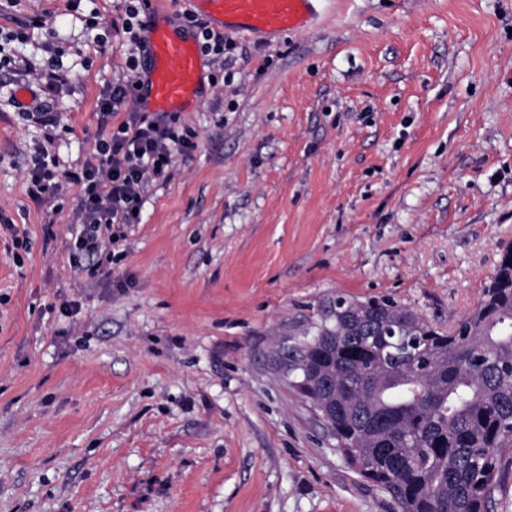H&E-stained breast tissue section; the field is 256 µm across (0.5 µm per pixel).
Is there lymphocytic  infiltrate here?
I'll list each match as a JSON object with an SVG mask.
<instances>
[{
    "label": "lymphocytic infiltrate",
    "instance_id": "lymphocytic-infiltrate-1",
    "mask_svg": "<svg viewBox=\"0 0 512 512\" xmlns=\"http://www.w3.org/2000/svg\"><path fill=\"white\" fill-rule=\"evenodd\" d=\"M150 7V0H126L119 35L127 74L97 101L92 154L80 170L65 174L81 187L75 244L101 263L112 260L113 226L139 223L148 188L168 182L176 158L195 146L192 132L181 129L176 113L131 112L123 122L114 120L118 108L135 98L144 51L140 32Z\"/></svg>",
    "mask_w": 512,
    "mask_h": 512
}]
</instances>
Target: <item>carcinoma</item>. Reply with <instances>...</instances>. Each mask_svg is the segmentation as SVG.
<instances>
[{
	"label": "carcinoma",
	"mask_w": 512,
	"mask_h": 512,
	"mask_svg": "<svg viewBox=\"0 0 512 512\" xmlns=\"http://www.w3.org/2000/svg\"><path fill=\"white\" fill-rule=\"evenodd\" d=\"M445 331L390 298L329 301L294 370L336 391V448L397 512H489L512 470V267Z\"/></svg>",
	"instance_id": "1"
}]
</instances>
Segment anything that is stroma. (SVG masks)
Wrapping results in <instances>:
<instances>
[{
    "mask_svg": "<svg viewBox=\"0 0 512 512\" xmlns=\"http://www.w3.org/2000/svg\"><path fill=\"white\" fill-rule=\"evenodd\" d=\"M93 10L125 2L0 0V35L44 22L0 71V512H395L284 365L339 292L444 329L477 306L512 245V0H328L309 32L235 35L181 115L194 149L91 276L62 174L126 75ZM47 158H49L48 155L38 158V161L28 173V193L35 200H40L45 196L59 195L62 189V185L59 183H54V185L47 183L49 181L46 172L48 167Z\"/></svg>",
    "mask_w": 512,
    "mask_h": 512,
    "instance_id": "1",
    "label": "stroma"
}]
</instances>
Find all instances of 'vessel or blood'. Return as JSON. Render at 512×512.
<instances>
[{
	"label": "vessel or blood",
	"instance_id": "1",
	"mask_svg": "<svg viewBox=\"0 0 512 512\" xmlns=\"http://www.w3.org/2000/svg\"><path fill=\"white\" fill-rule=\"evenodd\" d=\"M227 33L269 40L286 32H307L321 15L322 0H196ZM141 103L151 112H186L196 102L204 75L194 32L167 19L154 6L145 32Z\"/></svg>",
	"mask_w": 512,
	"mask_h": 512
}]
</instances>
